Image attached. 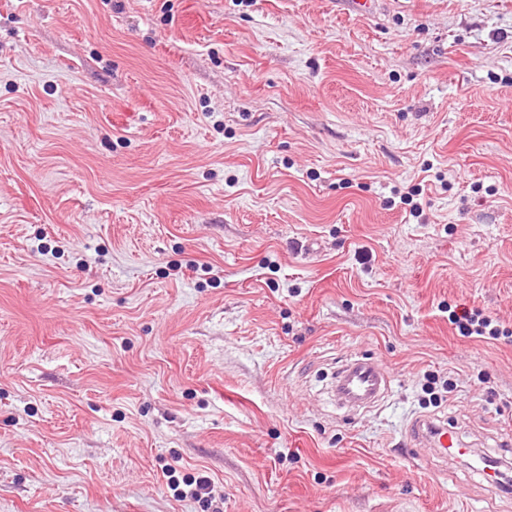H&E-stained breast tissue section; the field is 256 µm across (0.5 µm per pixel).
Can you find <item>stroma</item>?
I'll list each match as a JSON object with an SVG mask.
<instances>
[{
	"label": "stroma",
	"instance_id": "stroma-1",
	"mask_svg": "<svg viewBox=\"0 0 512 512\" xmlns=\"http://www.w3.org/2000/svg\"><path fill=\"white\" fill-rule=\"evenodd\" d=\"M422 416L512 442V0H0V512H512ZM452 322L456 324L459 332L463 336H486L492 339H498L500 336L508 337L509 332L500 330L492 321L482 317L478 311H469L464 309L455 312L452 315ZM344 369V397L355 406L374 404L390 386L386 375L370 360H355ZM421 428H425L430 440L420 434ZM410 433L412 437L417 439L422 435L421 437L424 441L429 443L438 454L445 458H448V455L462 456L469 452V448H464L465 445L459 440L457 432L443 423L422 419L411 427Z\"/></svg>",
	"mask_w": 512,
	"mask_h": 512
}]
</instances>
